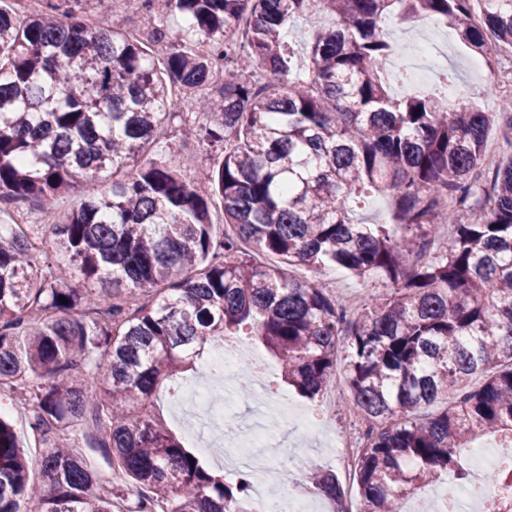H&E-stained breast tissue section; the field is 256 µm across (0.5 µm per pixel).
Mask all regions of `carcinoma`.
Listing matches in <instances>:
<instances>
[{"label":"carcinoma","instance_id":"carcinoma-1","mask_svg":"<svg viewBox=\"0 0 512 512\" xmlns=\"http://www.w3.org/2000/svg\"><path fill=\"white\" fill-rule=\"evenodd\" d=\"M83 2L0 8V214L45 216L0 224V390L22 388L40 445L35 482L0 419V512H112V491L72 449L76 431L126 476L131 512H257L246 482L211 473L152 412L185 360L241 333L309 399L345 353L367 424L361 512H400L444 474L465 480L460 451L480 436L512 442V157L490 189L474 177L489 126L512 133V101L494 115L463 98L397 97L382 78L393 5L442 19L490 65L512 49V0H139L137 36L88 23ZM316 14L335 21L295 48L288 23ZM160 41L159 65L148 44ZM175 88L203 89V120L185 119ZM173 125L222 163L188 181L168 145L140 161ZM76 188L82 204L59 216L53 203ZM375 194L390 198L391 223L355 221L353 205ZM441 224L453 230L445 253L424 261ZM246 245L378 273L393 291L350 317ZM443 395L448 407L427 412ZM309 483L343 497L331 469Z\"/></svg>","mask_w":512,"mask_h":512}]
</instances>
